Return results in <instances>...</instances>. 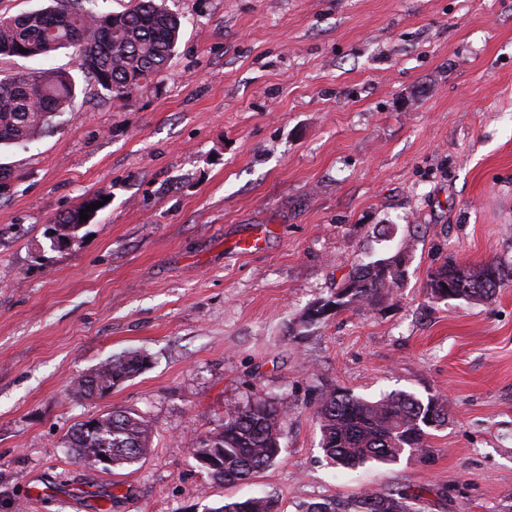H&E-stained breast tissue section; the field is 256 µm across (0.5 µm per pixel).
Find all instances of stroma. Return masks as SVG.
<instances>
[{
	"label": "stroma",
	"mask_w": 512,
	"mask_h": 512,
	"mask_svg": "<svg viewBox=\"0 0 512 512\" xmlns=\"http://www.w3.org/2000/svg\"><path fill=\"white\" fill-rule=\"evenodd\" d=\"M167 76L127 101L81 83L27 146H1L0 512H202L403 488L415 512H512V282L437 301L444 262L512 267V0H168ZM110 200L67 245L52 222ZM269 234L243 254L235 240ZM408 253L379 305L305 323L364 262ZM146 366L72 388L112 357ZM434 398L425 453L328 464L314 403ZM278 402L284 451L246 484L189 451L227 406ZM146 418L147 455L77 461L71 427ZM447 488V498L436 495ZM145 359L137 354H128L102 363L74 386V394L81 398L102 396L143 366ZM272 502L277 501L269 496L249 497L241 501L224 503L218 508L204 506L202 512H277L272 511Z\"/></svg>",
	"instance_id": "35a3bbf8"
}]
</instances>
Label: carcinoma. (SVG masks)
<instances>
[{"instance_id":"1","label":"carcinoma","mask_w":512,"mask_h":512,"mask_svg":"<svg viewBox=\"0 0 512 512\" xmlns=\"http://www.w3.org/2000/svg\"><path fill=\"white\" fill-rule=\"evenodd\" d=\"M88 0H50V5L18 15L0 17V57L37 58L63 48H74L81 72L107 94L125 101L143 84L169 69L178 43L181 20L167 0H136L129 9L100 14L84 6ZM27 49L23 53L19 48ZM77 92L73 74L62 69H37L0 77V145L21 146L50 126L53 117L69 111ZM95 192L55 220L57 237L72 238L80 229L81 210L103 201ZM348 279L356 288L340 290L336 300L322 305L332 311L351 304L376 305L391 295L400 277L378 259L361 264ZM512 279L499 263L480 266L443 264L429 275L428 288L437 300L490 299ZM447 296H441L440 281ZM145 359L128 354L95 368L74 386L81 398L102 396L132 377ZM321 448L333 464L343 468L367 463L391 464L405 451H426L428 429L448 421V411L436 399L422 400L409 392H395L377 401L357 398L341 390L321 392L315 402ZM284 415L268 396L254 394L247 402L230 406L224 422L192 445V456L210 455V478L226 486L249 481L279 462L283 448ZM75 459L89 462L100 449L112 452L116 467L137 464L149 448V426L144 417L114 410L77 423L64 440ZM413 495L402 488L367 493L355 499L310 502L303 512H412ZM274 499L249 497L202 512H272Z\"/></svg>"}]
</instances>
